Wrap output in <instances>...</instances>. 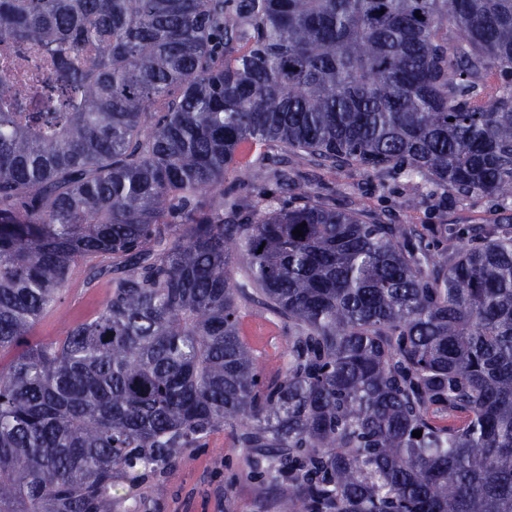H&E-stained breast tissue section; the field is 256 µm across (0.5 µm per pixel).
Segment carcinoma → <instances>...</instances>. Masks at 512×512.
Here are the masks:
<instances>
[{"instance_id":"obj_1","label":"carcinoma","mask_w":512,"mask_h":512,"mask_svg":"<svg viewBox=\"0 0 512 512\" xmlns=\"http://www.w3.org/2000/svg\"><path fill=\"white\" fill-rule=\"evenodd\" d=\"M0 41L53 73L0 66V512H150L228 428L288 512H512V215L429 238L276 153L512 212V0H0ZM80 261L106 301L34 339ZM242 323L244 337L259 356L263 374L267 378L275 376L287 347L285 336L270 317L255 308L243 311Z\"/></svg>"}]
</instances>
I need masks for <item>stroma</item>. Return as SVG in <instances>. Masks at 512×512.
<instances>
[{
    "instance_id": "35a3bbf8",
    "label": "stroma",
    "mask_w": 512,
    "mask_h": 512,
    "mask_svg": "<svg viewBox=\"0 0 512 512\" xmlns=\"http://www.w3.org/2000/svg\"><path fill=\"white\" fill-rule=\"evenodd\" d=\"M297 175L315 194L335 190L337 204L368 213L385 212L399 224H493L500 217L493 204H475L453 191L442 194L439 207L431 208L425 189L404 178L391 180L390 190L384 194L379 190V178L356 170H326L302 159ZM106 297V285L88 286L84 265H76L61 305L41 318L34 328L35 337L51 340L64 335L68 324L93 316ZM242 323L264 375L275 376L287 347L278 325L253 308L243 311ZM229 471L236 475L231 483L225 480ZM164 482L167 493L150 501L151 512H224L229 500L236 512H288L274 490L248 477L244 455L235 448L228 430L212 434L206 447L187 450L166 471Z\"/></svg>"
}]
</instances>
